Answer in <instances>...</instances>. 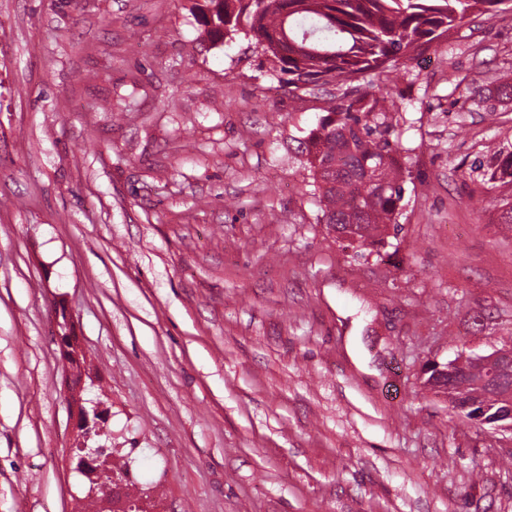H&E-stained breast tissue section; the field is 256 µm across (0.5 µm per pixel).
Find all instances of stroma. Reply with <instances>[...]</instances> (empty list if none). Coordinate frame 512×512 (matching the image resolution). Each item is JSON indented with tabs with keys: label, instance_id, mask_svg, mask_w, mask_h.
I'll use <instances>...</instances> for the list:
<instances>
[{
	"label": "stroma",
	"instance_id": "obj_1",
	"mask_svg": "<svg viewBox=\"0 0 512 512\" xmlns=\"http://www.w3.org/2000/svg\"><path fill=\"white\" fill-rule=\"evenodd\" d=\"M195 0H0V512H81L82 407L161 512H512V433L431 361L512 347V14L391 86V243L336 239L298 151L343 87L295 92ZM64 303L82 359L56 340ZM484 176L490 183L505 182L507 178H510L507 182L512 183V154L503 156L501 151L495 152Z\"/></svg>",
	"mask_w": 512,
	"mask_h": 512
}]
</instances>
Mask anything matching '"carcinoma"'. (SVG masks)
Segmentation results:
<instances>
[{"label":"carcinoma","mask_w":512,"mask_h":512,"mask_svg":"<svg viewBox=\"0 0 512 512\" xmlns=\"http://www.w3.org/2000/svg\"><path fill=\"white\" fill-rule=\"evenodd\" d=\"M215 41L240 26L253 34L271 68L296 91L310 85L349 88L364 75L400 71L411 53L429 51L474 11L512 12V0H202L195 4ZM396 102L387 88L330 100L317 128L299 142L317 192L321 220L336 238L360 248L385 245L399 232L403 163L394 138ZM485 179L512 183V154H493ZM448 381L470 394L483 367L461 354ZM487 401V424L508 422Z\"/></svg>","instance_id":"1"}]
</instances>
